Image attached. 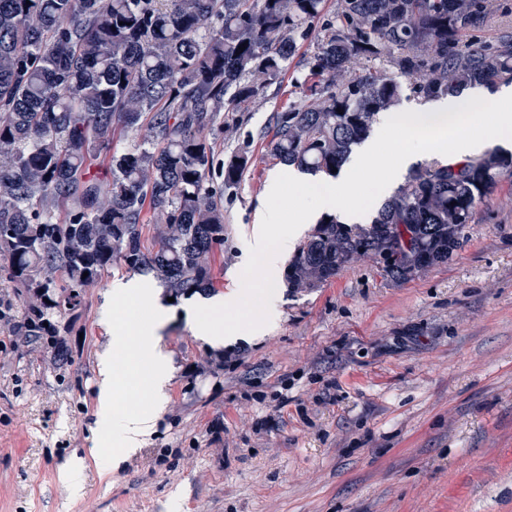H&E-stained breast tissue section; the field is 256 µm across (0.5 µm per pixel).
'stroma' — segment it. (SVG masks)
<instances>
[{
  "label": "stroma",
  "instance_id": "35a3bbf8",
  "mask_svg": "<svg viewBox=\"0 0 512 512\" xmlns=\"http://www.w3.org/2000/svg\"><path fill=\"white\" fill-rule=\"evenodd\" d=\"M301 41L279 82L251 103L216 156L250 166L224 195L215 294L255 273L251 230L272 177L289 168L259 132L298 96ZM279 267L254 305L257 335L198 341L180 320L164 345L176 372L155 433L111 472L93 414L99 356L112 333L107 291L84 292L68 328L74 360L54 369L0 319V512H512V175L479 205L448 263L406 281L369 259L313 288ZM86 459L85 490L59 478Z\"/></svg>",
  "mask_w": 512,
  "mask_h": 512
}]
</instances>
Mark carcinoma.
I'll return each instance as SVG.
<instances>
[{
    "label": "carcinoma",
    "instance_id": "cac0c4a2",
    "mask_svg": "<svg viewBox=\"0 0 512 512\" xmlns=\"http://www.w3.org/2000/svg\"><path fill=\"white\" fill-rule=\"evenodd\" d=\"M324 10V0H0V285L21 301L16 335L70 365L54 317L81 307L84 288L118 262L176 298L212 290L224 191L249 166L240 153L214 167L215 136L242 123L240 107L281 78L312 30L301 102L260 132L275 159L306 174L336 176L405 89L427 103L512 83V29L462 38L486 24L493 0ZM118 133L131 144L93 169ZM511 169L498 148L415 168L370 223L321 220L288 262V287L313 288L365 257L396 281L448 262ZM150 222L153 250L142 244Z\"/></svg>",
    "mask_w": 512,
    "mask_h": 512
}]
</instances>
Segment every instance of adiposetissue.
Segmentation results:
<instances>
[{
	"label": "adipose tissue",
	"instance_id": "obj_1",
	"mask_svg": "<svg viewBox=\"0 0 512 512\" xmlns=\"http://www.w3.org/2000/svg\"><path fill=\"white\" fill-rule=\"evenodd\" d=\"M484 96L496 110L493 121L489 123L484 120L483 110L461 111V103L455 98L433 108L383 113L378 132L357 150L350 165L336 180L309 177L296 180L293 188L297 197L317 199L319 211H336L342 223L356 224L362 221L367 208L357 197L359 182L364 171L377 163L382 142L396 130L405 134L410 146L384 171L377 190L381 196L388 195L408 168L419 159L434 156L453 163L479 156L492 146L512 150V109L506 107L507 102H512V90L488 88ZM319 211H306L303 224L314 223ZM301 226L291 224L276 233L266 228L255 232L253 247L262 258L261 276L276 273L281 256L293 249ZM249 288V283L244 282L239 292L229 297L217 296L187 305L183 315L195 337L219 349L224 345L225 336L238 335V324L225 323L224 309L239 306ZM108 295L115 306L137 301L146 303L152 309V317L145 327L139 329L140 341L133 347L128 346L123 337L125 322H114L113 334L99 359L96 423L99 427L112 429L117 438V446L112 454L100 452L96 455L104 470L141 448L153 434L158 412L167 399L168 388L176 371L164 348L162 336L172 312L162 302L159 293L143 291L137 280L130 279L113 282ZM145 367L151 370L149 407L132 411L120 409L119 396L123 385Z\"/></svg>",
	"mask_w": 512,
	"mask_h": 512
}]
</instances>
